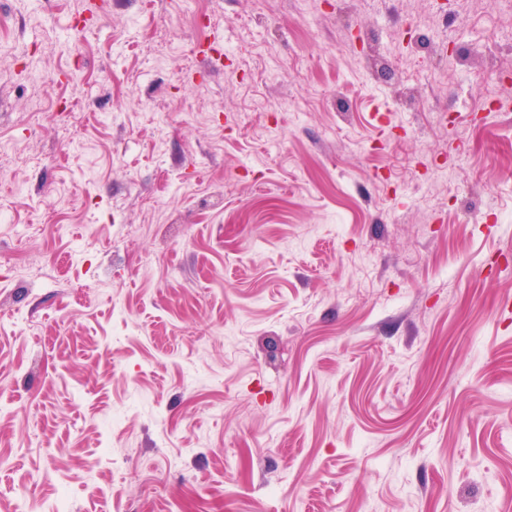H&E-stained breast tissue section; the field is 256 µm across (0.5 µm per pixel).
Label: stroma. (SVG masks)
<instances>
[{
    "mask_svg": "<svg viewBox=\"0 0 512 512\" xmlns=\"http://www.w3.org/2000/svg\"><path fill=\"white\" fill-rule=\"evenodd\" d=\"M293 3L0 0V512H512V0Z\"/></svg>",
    "mask_w": 512,
    "mask_h": 512,
    "instance_id": "stroma-1",
    "label": "stroma"
}]
</instances>
